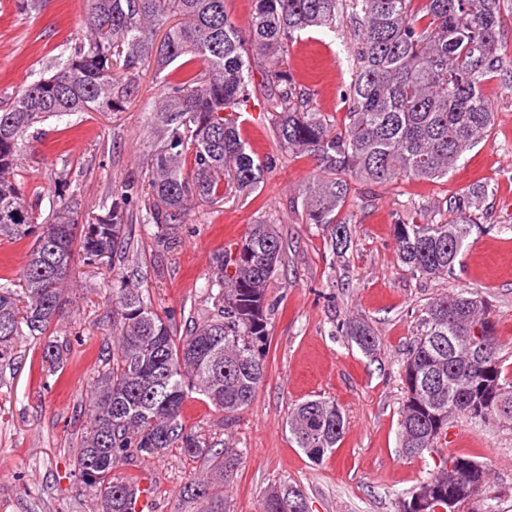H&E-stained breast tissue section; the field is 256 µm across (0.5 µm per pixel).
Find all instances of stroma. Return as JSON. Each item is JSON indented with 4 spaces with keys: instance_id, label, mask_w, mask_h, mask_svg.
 <instances>
[{
    "instance_id": "35a3bbf8",
    "label": "stroma",
    "mask_w": 512,
    "mask_h": 512,
    "mask_svg": "<svg viewBox=\"0 0 512 512\" xmlns=\"http://www.w3.org/2000/svg\"><path fill=\"white\" fill-rule=\"evenodd\" d=\"M501 11L504 70L483 85L495 105L490 135L447 178L354 184L345 210L355 220V239L345 257H334L321 231L301 219L298 196L312 160L276 153L267 105L255 100L243 136L255 157L270 164L257 190L233 191L195 208L180 227L175 251L162 250L153 229L139 225L127 262L77 265L64 318L53 324L50 337H25L13 365L0 372V512H97L74 456L89 422L86 399L112 350L113 277L139 283L159 314L184 307L206 312L212 306L204 290L212 255L262 219L276 221L288 241L284 265L268 285L276 309L268 325L266 377L244 412L224 416L192 394L182 419L206 433L214 450L230 446L244 453L224 486L226 512H260L264 492L283 481L303 489L309 512H397L437 458L405 459L398 438L405 396L400 373L418 309L441 293L477 290L492 306L503 364L512 367V0H503ZM87 22V0H43L40 13L31 16L18 13L14 0H0V101L58 71ZM353 43V26L344 20L335 32L304 35L289 60L295 81L311 87L315 106L339 125ZM162 91L161 76L149 67L124 111L79 112L34 127L18 177L39 196L42 214L52 211L59 177L76 188L84 216L99 214L112 193L140 180L149 108ZM484 183L490 188L484 228L473 231L454 276L422 279L405 272L392 239L405 205L432 206ZM352 319L373 329L376 354H364L342 335V323ZM50 340L66 346L52 370L42 360ZM318 397L342 409L345 434L335 453L315 463L292 441L286 419L295 404ZM453 454L483 462L499 512H512V425L481 427L454 418L438 456ZM120 472L149 486V512H194L180 490L190 478L208 475L203 459L176 448L136 457Z\"/></svg>"
}]
</instances>
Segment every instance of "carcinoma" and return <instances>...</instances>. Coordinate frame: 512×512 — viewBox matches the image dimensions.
Wrapping results in <instances>:
<instances>
[{"label":"carcinoma","instance_id":"carcinoma-1","mask_svg":"<svg viewBox=\"0 0 512 512\" xmlns=\"http://www.w3.org/2000/svg\"><path fill=\"white\" fill-rule=\"evenodd\" d=\"M225 2L88 0L86 41L56 73L26 84L0 108V239L32 238L17 281L0 286L1 367L14 361L19 337L44 336L61 318L75 261L125 259L130 211L154 225L158 246L172 252L195 205L222 200L231 187L258 188L264 166L247 151L235 121L224 117L256 94L272 112L276 149L314 160L315 173L301 190L302 219L341 258L353 247L354 221L342 215L352 183L443 179L492 129L495 106L482 87L500 71L501 0H252L244 30ZM345 13L356 28L352 80L343 94L347 112L338 129L313 105L310 90L296 84L288 56L302 35L336 31ZM262 61L268 66L257 83ZM150 64L159 72L175 65V79H164L151 108L152 137L142 162L147 190L129 183L83 222L63 180L58 209L40 221L38 203L17 179L29 130L50 117L123 111ZM487 192L476 186L449 198L445 222L393 224L402 268L429 279L452 274L473 229H481L475 213ZM287 246L275 222L260 221L235 250L213 254L205 283L212 309L200 319L187 315L180 337L175 314L160 315L136 284L112 279L118 299L112 359L88 399L91 419L74 461L102 512H129L138 482L117 475L119 467L139 452L170 448L211 466L213 478L190 481L181 497L197 504V512H224V481L243 452H211L207 435L183 424L182 409L193 391L227 415L253 402L266 376L274 309L266 290ZM344 328L364 354L377 350L367 324L351 320ZM500 351L492 309L478 293L440 294L419 309L401 373L405 458L439 447L450 410L476 426L512 424V372ZM286 423L314 463L335 452L345 429L339 406L322 398L295 405ZM487 486L488 470L473 456H450L399 505L419 495L431 500L427 512H448V498L458 495L465 505L478 501V512H498ZM304 500L300 487L281 482L265 492L262 512H292Z\"/></svg>","mask_w":512,"mask_h":512}]
</instances>
